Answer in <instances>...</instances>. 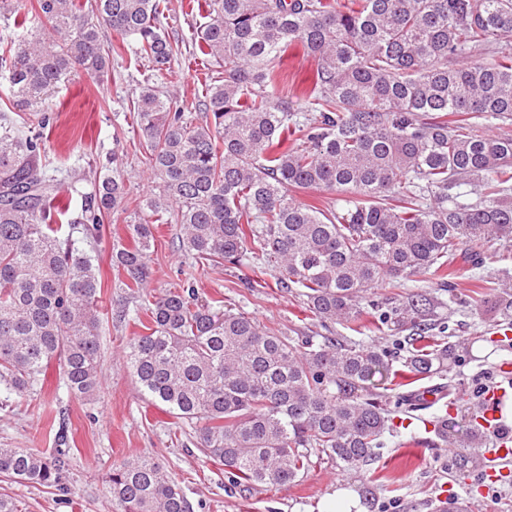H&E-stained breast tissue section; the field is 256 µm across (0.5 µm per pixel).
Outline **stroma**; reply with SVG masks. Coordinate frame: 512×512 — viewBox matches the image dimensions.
Wrapping results in <instances>:
<instances>
[{
  "label": "stroma",
  "mask_w": 512,
  "mask_h": 512,
  "mask_svg": "<svg viewBox=\"0 0 512 512\" xmlns=\"http://www.w3.org/2000/svg\"><path fill=\"white\" fill-rule=\"evenodd\" d=\"M32 0H0V42L20 39L35 30L29 9ZM161 25L179 48L172 61V75H152L145 60L134 54L133 39H122L109 26H101L104 44L122 45L110 60L104 80L93 82L76 75L62 83L52 98L57 124L46 139L51 169L63 187L77 185L91 191V179L102 165L119 162L130 176L131 196L159 188L156 180L142 176L143 137L133 121V101L144 79L165 95L193 107L205 96L207 64L196 40V29L205 21L196 0H165ZM129 214L111 215L101 242L86 241L73 233L75 248L96 255L102 283L100 341L105 353L102 388L95 400L81 402L68 397L57 365L48 368L42 393L11 398L13 410L0 411V448H51L60 418L68 420L71 464L65 478L66 492L14 485L24 504L23 512H112L102 486L103 474L114 462L141 454L152 455L180 482L193 512H309L325 495L339 489L360 496L366 512H436L443 497L472 502L475 512H512V474L499 481H485L482 472L457 469L449 451L434 431L439 416L468 422L480 410V397L501 383L499 367L512 363V345L500 343L495 333L503 316L484 312L482 304L494 300L498 284H512V260L503 259L504 247L490 241L481 265L467 267L453 280V288H436L431 275L399 279L379 289L384 306L405 302L409 295L426 292L439 302L436 335L451 341L471 340L473 357H459L446 377L457 386L452 405L437 402L413 413L394 409V432L385 434V446L372 466L383 487L365 491V474L342 478L335 466L314 461L304 477L283 488H231L223 466L205 461L191 443L171 441L175 419L167 406L143 397L134 379L121 366L134 325L116 322L112 309L126 296L118 273L110 263L112 240L125 234ZM176 227L161 223L152 254V285L165 288L185 269L176 251ZM203 297L222 296L225 308L252 316L268 328L291 336L315 335L318 322L304 312L303 299L277 288L273 275L266 285L253 290L244 285L252 277L250 263L224 270H189Z\"/></svg>",
  "instance_id": "35a3bbf8"
}]
</instances>
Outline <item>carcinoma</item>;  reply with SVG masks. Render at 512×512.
Here are the masks:
<instances>
[{
    "mask_svg": "<svg viewBox=\"0 0 512 512\" xmlns=\"http://www.w3.org/2000/svg\"><path fill=\"white\" fill-rule=\"evenodd\" d=\"M160 0H37L52 39L29 37L0 53L12 106L56 116L48 103L79 71L101 80L110 55L104 23L137 40L157 71L179 48L161 30ZM196 30L219 70L199 124L184 105L140 87L133 101L148 175L159 193L128 197L120 165L92 190L64 192L50 173L43 133L0 112V384L20 396L42 391L52 363L68 394L93 400L102 387L95 257L59 235V217L100 240L117 210L138 221L112 240V264L131 291L115 321L145 330L125 354L142 395L159 400L206 459L234 485L286 487L312 458L339 475L370 465L393 421L387 384L443 375L470 343L430 335L436 300L413 294L382 309L375 291L418 273L447 280L455 261L479 264L477 246L512 242V135L486 131L512 117V0H213ZM301 44L315 63L312 87L279 91L280 63ZM490 50V62L473 59ZM291 145H285L286 141ZM466 182L475 202L452 190ZM340 195L319 208L288 191ZM180 225L176 249L197 266L252 262L283 292L302 289L324 328L340 323L406 333L400 358L334 336L299 339L252 317L217 311L189 278L148 294L154 225ZM366 304H361L364 297ZM400 368L394 369V362ZM437 433L459 443V467L483 463L481 436L446 418ZM0 448V481L65 490L70 449ZM113 512H192L179 482L151 456L121 460L102 479Z\"/></svg>",
    "mask_w": 512,
    "mask_h": 512,
    "instance_id": "cac0c4a2",
    "label": "carcinoma"
}]
</instances>
